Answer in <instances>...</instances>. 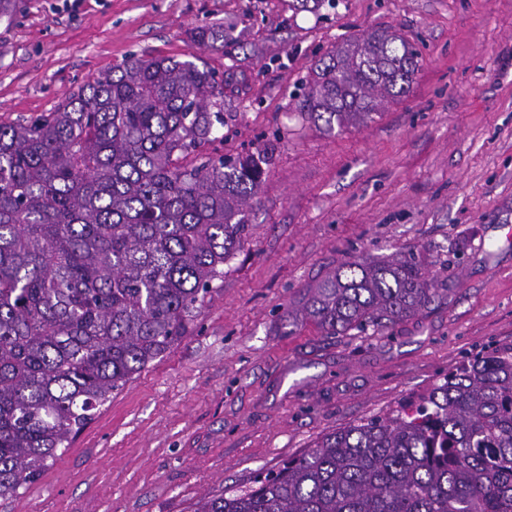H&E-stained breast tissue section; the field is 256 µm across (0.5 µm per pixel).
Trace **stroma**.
<instances>
[{"label": "stroma", "instance_id": "stroma-1", "mask_svg": "<svg viewBox=\"0 0 512 512\" xmlns=\"http://www.w3.org/2000/svg\"><path fill=\"white\" fill-rule=\"evenodd\" d=\"M13 4L0 17V123L51 111L130 57L195 53L224 82L210 153L268 164L245 241L188 334L0 512H192L512 343V0ZM199 26L223 28V44L195 50ZM380 28L418 53L409 92L363 126L307 119L316 66ZM398 251L439 290L425 310L375 334L293 320L344 262Z\"/></svg>", "mask_w": 512, "mask_h": 512}]
</instances>
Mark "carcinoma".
I'll use <instances>...</instances> for the list:
<instances>
[{
	"label": "carcinoma",
	"mask_w": 512,
	"mask_h": 512,
	"mask_svg": "<svg viewBox=\"0 0 512 512\" xmlns=\"http://www.w3.org/2000/svg\"><path fill=\"white\" fill-rule=\"evenodd\" d=\"M222 40L192 33L199 50ZM417 70L402 36L374 30L328 53L302 109L330 131L365 123ZM223 131L224 83L166 57H131L55 110L0 123L1 498L184 337L224 279L265 158L203 155ZM437 292L397 252L343 263L300 312L327 335L382 332ZM194 512H512V345Z\"/></svg>",
	"instance_id": "1"
}]
</instances>
